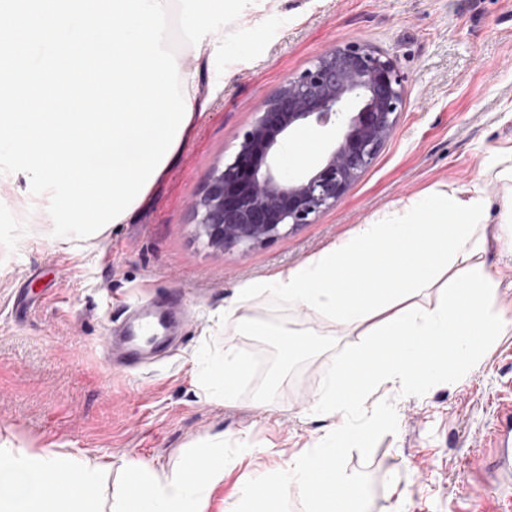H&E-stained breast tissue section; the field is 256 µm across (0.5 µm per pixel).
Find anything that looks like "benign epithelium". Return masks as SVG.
<instances>
[{
  "instance_id": "1",
  "label": "benign epithelium",
  "mask_w": 512,
  "mask_h": 512,
  "mask_svg": "<svg viewBox=\"0 0 512 512\" xmlns=\"http://www.w3.org/2000/svg\"><path fill=\"white\" fill-rule=\"evenodd\" d=\"M395 63L367 44L331 46L285 80L218 161L190 203L198 232L215 249L244 252L334 208L372 165L403 106ZM328 129L325 142L293 170L281 161L291 138Z\"/></svg>"
}]
</instances>
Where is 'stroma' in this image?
I'll use <instances>...</instances> for the list:
<instances>
[{
	"instance_id": "stroma-1",
	"label": "stroma",
	"mask_w": 512,
	"mask_h": 512,
	"mask_svg": "<svg viewBox=\"0 0 512 512\" xmlns=\"http://www.w3.org/2000/svg\"><path fill=\"white\" fill-rule=\"evenodd\" d=\"M223 53L199 62L208 107L178 163L122 224L98 237L56 238L31 185L0 180V442L54 448L108 464L95 512L131 461L177 469L195 449L223 438L240 453L204 512H224L258 473L276 472L314 448L324 423L305 409L328 362L355 339L321 317L261 295L241 308L269 326L308 333L309 350L281 354L261 336L237 338L252 358L238 398L211 397L202 355L224 353V308L245 282L295 267L378 211L430 190L481 183L492 207L512 185L492 166L512 147V0H277L263 16L225 28ZM364 42L396 64L405 101L394 134L336 207L248 252L215 250L196 235L189 200L213 164L232 155L266 97L310 67L330 45ZM223 69V82L211 79ZM498 283L490 313L512 316V252L488 239ZM170 292L193 316L170 357L128 371L103 344L125 306ZM512 397V335L452 384L420 394H378L397 417L367 447L348 449L343 470L361 486L367 512H512V492L482 499L467 469L488 444L499 401Z\"/></svg>"
}]
</instances>
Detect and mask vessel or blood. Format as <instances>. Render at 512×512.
<instances>
[{
    "label": "vessel or blood",
    "mask_w": 512,
    "mask_h": 512,
    "mask_svg": "<svg viewBox=\"0 0 512 512\" xmlns=\"http://www.w3.org/2000/svg\"><path fill=\"white\" fill-rule=\"evenodd\" d=\"M184 311V301L174 293L126 310L121 321L111 325L106 344L125 368H135L148 355L165 354L175 348L173 327ZM489 441L496 450L492 462L496 478L480 486L479 491L494 496L512 487L511 399L498 404Z\"/></svg>",
    "instance_id": "vessel-or-blood-1"
}]
</instances>
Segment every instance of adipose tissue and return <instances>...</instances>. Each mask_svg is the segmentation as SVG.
Here are the masks:
<instances>
[{
    "mask_svg": "<svg viewBox=\"0 0 512 512\" xmlns=\"http://www.w3.org/2000/svg\"><path fill=\"white\" fill-rule=\"evenodd\" d=\"M178 16L194 58L207 56L211 19L262 11L271 0H160ZM487 201L480 186L438 191L357 225L300 265L238 288L224 309L237 336H268L264 322L236 316L237 304L269 295L323 317L360 341L328 364L308 411L326 421L312 453L287 468L257 476L225 512H280L281 497L303 498L308 512H364L358 483L341 468L345 449L367 447L374 429L395 422L377 393L416 394L462 375L512 321L484 311L498 285L482 258ZM439 291L441 300L423 304ZM251 363L235 345L208 362L204 376L224 401H234ZM222 444L185 458L166 473L130 463L113 494L112 512H201L211 488L231 466ZM107 469L52 448L0 444V512H90V495Z\"/></svg>",
    "mask_w": 512,
    "mask_h": 512,
    "instance_id": "adipose-tissue-1",
    "label": "adipose tissue"
}]
</instances>
